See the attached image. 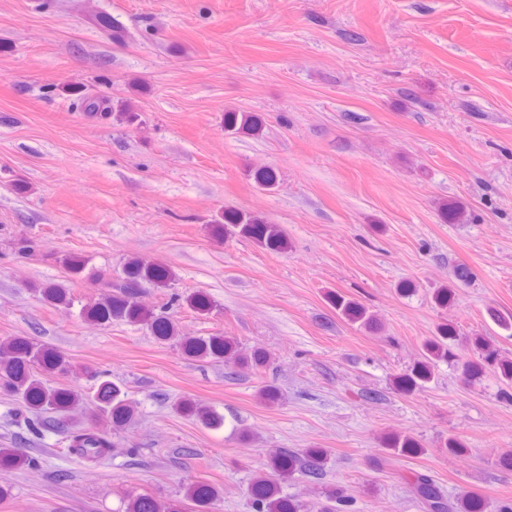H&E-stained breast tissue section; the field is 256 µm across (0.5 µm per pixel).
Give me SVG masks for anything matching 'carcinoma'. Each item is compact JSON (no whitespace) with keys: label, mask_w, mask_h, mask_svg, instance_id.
<instances>
[{"label":"carcinoma","mask_w":512,"mask_h":512,"mask_svg":"<svg viewBox=\"0 0 512 512\" xmlns=\"http://www.w3.org/2000/svg\"><path fill=\"white\" fill-rule=\"evenodd\" d=\"M224 130L230 134L256 135L259 122L248 112L225 114ZM224 220L240 227V232L267 246L282 249L286 239L278 225L245 211L230 209L224 212ZM126 281L120 287V294L107 295L85 307L87 318L100 324L112 319L148 321L154 336L160 340L171 334V321L166 316H147L136 300L142 281H159L166 277V271L159 264L143 265L131 263L125 270ZM474 278L473 270L466 264H457L451 271L447 286L437 290L435 303L441 307L451 302L455 288L469 283ZM330 302L336 314L343 320L364 327H372L377 319L374 314L353 298L338 292L330 295ZM457 341L456 330L450 323L437 327L433 336L426 339L422 359L410 372L396 380L398 389L411 393L425 386L433 377L435 364L448 361L453 364L460 378L466 384L480 379L483 374L493 372L501 382L512 388V359L501 354L486 336L466 339V343L479 350L478 358H466L457 353L453 345ZM236 347L234 339L228 336L189 338L184 342V351L191 357L222 361L232 358ZM43 371L68 372V362L60 353L39 345L25 337H15L0 343V389L14 397L25 411L39 417L69 412L81 404L95 421L108 420L114 427L122 426L130 417L133 408L125 398L120 385L106 378L98 371L91 373V392L82 394L66 386L49 385L41 378ZM111 441L108 435L93 429L72 432L62 441V454L73 456L85 462L104 464L109 460ZM388 451L394 457H414L425 453L419 440L409 434H396L389 441ZM323 452L309 448L298 452L282 448L270 457L267 467L274 473L299 474L312 481L324 479ZM31 460L17 454L12 448H0V464L19 468ZM410 488L415 498L423 505L425 512H487V501L477 495L465 493L456 498L448 497L428 475L414 472ZM254 512H302L301 502L293 496L281 495L276 485L265 475L256 476L247 487ZM216 496L214 488L197 482L185 489V498L204 508ZM350 501L340 492L330 490L317 506V512H347ZM126 512H182L178 503L165 504L147 495L132 498Z\"/></svg>","instance_id":"1"}]
</instances>
